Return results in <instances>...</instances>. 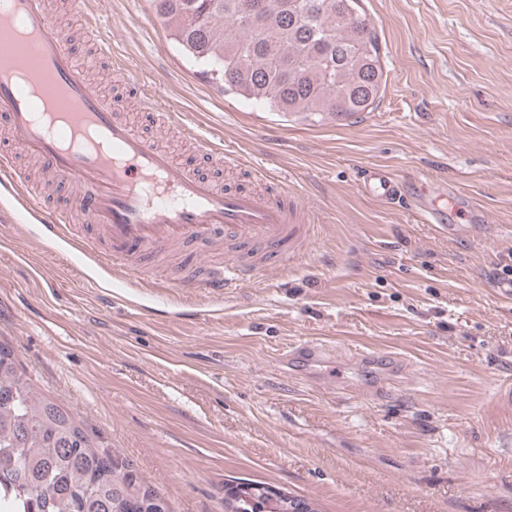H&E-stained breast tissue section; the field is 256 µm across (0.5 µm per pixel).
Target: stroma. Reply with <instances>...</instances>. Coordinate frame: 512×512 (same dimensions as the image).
Here are the masks:
<instances>
[{
  "label": "stroma",
  "mask_w": 512,
  "mask_h": 512,
  "mask_svg": "<svg viewBox=\"0 0 512 512\" xmlns=\"http://www.w3.org/2000/svg\"><path fill=\"white\" fill-rule=\"evenodd\" d=\"M387 82L345 121L269 112L205 82L150 0H86L112 43L93 67L222 135L314 215L308 254L214 300L108 281L42 224L0 222V342L38 389L118 452L172 512H224V485L265 482L319 512H512V0H364ZM401 184L361 194L365 170ZM458 186L488 225L451 239L411 206ZM316 344L325 365L287 358Z\"/></svg>",
  "instance_id": "35a3bbf8"
}]
</instances>
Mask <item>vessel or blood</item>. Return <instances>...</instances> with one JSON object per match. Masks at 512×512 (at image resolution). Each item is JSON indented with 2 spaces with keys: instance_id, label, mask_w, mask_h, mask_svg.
<instances>
[{
  "instance_id": "vessel-or-blood-1",
  "label": "vessel or blood",
  "mask_w": 512,
  "mask_h": 512,
  "mask_svg": "<svg viewBox=\"0 0 512 512\" xmlns=\"http://www.w3.org/2000/svg\"><path fill=\"white\" fill-rule=\"evenodd\" d=\"M20 22L35 39V62L15 54L0 39V125L15 149L37 159L65 190L78 191L75 210L56 209L53 233L70 234L74 222L93 225L94 238L81 241L84 254L125 280L140 266L163 260L193 245L216 241L238 247V255L195 265L177 279L155 274L151 285H172L210 296L251 280L257 269L277 266L284 256L307 251L315 240L308 211L287 185L268 194L229 190L200 172L199 163L224 164V144L202 136L195 156L177 158L158 141L159 133L186 134L184 113L142 97L153 130L144 132L119 104L93 83L67 37L55 27L47 0H0V27ZM0 185L10 189L16 213L41 219L46 206L37 190L22 181L8 152L0 153ZM360 187L367 196L393 200L399 184L390 173L366 170ZM414 208L440 232L457 235L446 208L420 187Z\"/></svg>"
}]
</instances>
